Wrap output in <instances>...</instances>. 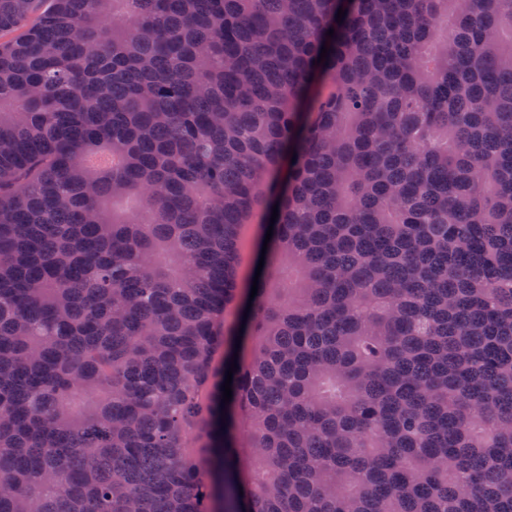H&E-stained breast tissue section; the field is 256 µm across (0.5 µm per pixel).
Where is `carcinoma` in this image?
I'll use <instances>...</instances> for the list:
<instances>
[{
  "label": "carcinoma",
  "mask_w": 512,
  "mask_h": 512,
  "mask_svg": "<svg viewBox=\"0 0 512 512\" xmlns=\"http://www.w3.org/2000/svg\"><path fill=\"white\" fill-rule=\"evenodd\" d=\"M6 33L0 512H512V0ZM263 224H245L242 229L238 276L241 281L251 279L254 273L256 245L263 233Z\"/></svg>",
  "instance_id": "obj_1"
}]
</instances>
